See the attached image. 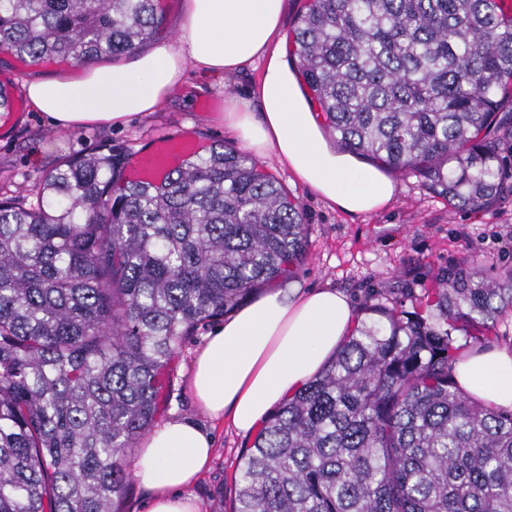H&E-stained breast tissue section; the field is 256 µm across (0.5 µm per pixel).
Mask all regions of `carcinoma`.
Segmentation results:
<instances>
[{
	"mask_svg": "<svg viewBox=\"0 0 512 512\" xmlns=\"http://www.w3.org/2000/svg\"><path fill=\"white\" fill-rule=\"evenodd\" d=\"M500 0H308L293 52L344 149L473 210L512 193V15ZM161 0H0V51L88 64L145 48ZM106 144L35 202L0 198V512H117L125 458L184 343L292 278L296 198L219 143L154 187ZM322 370L263 423L233 512H512V411L458 386L497 342L512 267L438 271L413 310L375 292ZM465 332L458 343L456 332Z\"/></svg>",
	"mask_w": 512,
	"mask_h": 512,
	"instance_id": "cac0c4a2",
	"label": "carcinoma"
}]
</instances>
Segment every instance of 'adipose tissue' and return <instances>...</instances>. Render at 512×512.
<instances>
[{"instance_id": "1", "label": "adipose tissue", "mask_w": 512, "mask_h": 512, "mask_svg": "<svg viewBox=\"0 0 512 512\" xmlns=\"http://www.w3.org/2000/svg\"><path fill=\"white\" fill-rule=\"evenodd\" d=\"M286 0H183L177 40L123 63L97 61L79 74L57 72L25 84L32 111L58 130L127 124L158 112L187 71L221 77L263 62L253 100L229 99L223 121L240 148L274 157L295 180L350 216L385 209L397 184L329 144L287 57ZM355 312L333 288L274 290L239 309L198 352L189 379L196 404L254 431L275 405L301 388L351 330ZM460 388L484 405L512 409V352L476 348L454 368ZM213 439L199 424L173 418L151 431L133 464L148 491L147 512H200L191 488L208 469Z\"/></svg>"}]
</instances>
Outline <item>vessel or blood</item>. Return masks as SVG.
Segmentation results:
<instances>
[{"instance_id":"vessel-or-blood-1","label":"vessel or blood","mask_w":512,"mask_h":512,"mask_svg":"<svg viewBox=\"0 0 512 512\" xmlns=\"http://www.w3.org/2000/svg\"><path fill=\"white\" fill-rule=\"evenodd\" d=\"M200 144L189 136L161 138L145 151L138 152L126 166L127 180L145 186H156L166 175L197 155Z\"/></svg>"}]
</instances>
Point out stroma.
I'll return each instance as SVG.
<instances>
[{"label": "stroma", "instance_id": "1", "mask_svg": "<svg viewBox=\"0 0 512 512\" xmlns=\"http://www.w3.org/2000/svg\"><path fill=\"white\" fill-rule=\"evenodd\" d=\"M78 70L70 61L22 63L0 51V80L18 87L34 77ZM260 70L256 63L223 79L188 74L160 112L119 128L61 132L38 113L23 112L0 131V192L8 197L25 194L60 160L90 153L105 142L131 154L164 135L186 133L206 147L234 143L222 121L224 103L232 97L250 99ZM262 164L299 199L308 224V258L295 277L279 280V287L335 288L357 310L364 296L377 289L410 300L430 287L434 271L464 257L489 273L512 265V196L485 210L455 208L424 190L417 178L399 175L398 193L387 210L351 217L295 182L273 158H264ZM213 330L210 324L200 328L171 361L166 401L157 419L190 418L212 434L211 468L193 494L201 512H231L239 461L254 436L237 432L227 420L209 418L193 403L188 385L193 358Z\"/></svg>", "mask_w": 512, "mask_h": 512}]
</instances>
